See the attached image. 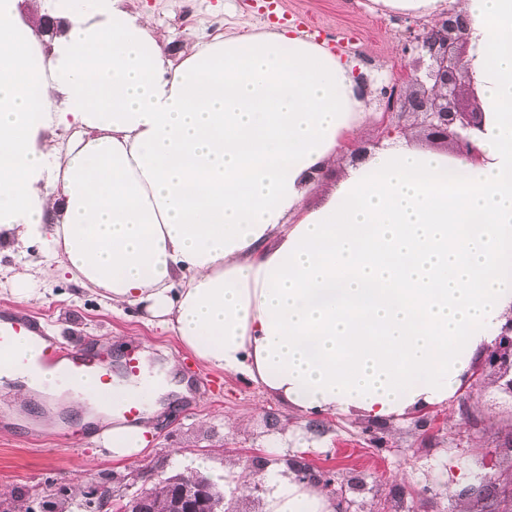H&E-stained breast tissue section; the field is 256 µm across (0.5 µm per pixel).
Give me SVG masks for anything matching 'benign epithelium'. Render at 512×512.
<instances>
[{"mask_svg": "<svg viewBox=\"0 0 512 512\" xmlns=\"http://www.w3.org/2000/svg\"><path fill=\"white\" fill-rule=\"evenodd\" d=\"M466 19L455 6L448 10L430 27L411 37L409 45L418 55L419 65L400 67L390 85L382 88L384 119L389 122L387 133H405L408 125L403 118L410 114L434 142L446 143L454 140L455 150L468 154L474 150L472 142L454 131L455 127L475 129L479 127L482 107L466 67L464 46ZM472 100V109L460 106V100ZM487 364L497 371V382L512 395V326L505 329L498 345L489 352ZM300 481L311 482L327 492L334 486V480L323 478L320 470L302 462L292 465ZM179 502L185 512H200L208 509L215 499L223 496L208 481L198 482L195 490L184 487L178 490Z\"/></svg>", "mask_w": 512, "mask_h": 512, "instance_id": "7a95c632", "label": "benign epithelium"}]
</instances>
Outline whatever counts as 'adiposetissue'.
Returning <instances> with one entry per match:
<instances>
[{
	"label": "adipose tissue",
	"instance_id": "ef3b65f1",
	"mask_svg": "<svg viewBox=\"0 0 512 512\" xmlns=\"http://www.w3.org/2000/svg\"><path fill=\"white\" fill-rule=\"evenodd\" d=\"M17 2L0 0V253L35 242L49 257L38 278L12 274L19 301L64 271L295 411L379 422L447 403L512 323V0H459L477 155L396 135L315 202L372 117L351 63L268 30L175 64L127 0H66L47 51ZM14 380L89 408L104 454L130 463L159 390L188 393L147 373L105 404L35 362ZM264 482L266 512H336L285 466Z\"/></svg>",
	"mask_w": 512,
	"mask_h": 512
}]
</instances>
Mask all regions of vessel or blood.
Segmentation results:
<instances>
[{"label": "vessel or blood", "instance_id": "b4317fda", "mask_svg": "<svg viewBox=\"0 0 512 512\" xmlns=\"http://www.w3.org/2000/svg\"><path fill=\"white\" fill-rule=\"evenodd\" d=\"M19 343L35 348L43 364L60 365L62 374L67 378L92 380L97 395L101 397L111 396L117 385L135 380L140 374L136 355L123 356L116 362L95 346L49 335L38 317L22 311L1 312L0 356L10 357L12 348Z\"/></svg>", "mask_w": 512, "mask_h": 512}]
</instances>
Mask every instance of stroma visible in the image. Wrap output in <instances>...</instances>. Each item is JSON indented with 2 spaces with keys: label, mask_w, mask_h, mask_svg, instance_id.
<instances>
[{
  "label": "stroma",
  "mask_w": 512,
  "mask_h": 512,
  "mask_svg": "<svg viewBox=\"0 0 512 512\" xmlns=\"http://www.w3.org/2000/svg\"><path fill=\"white\" fill-rule=\"evenodd\" d=\"M151 15L181 60L202 37L290 29L325 43L356 64L370 87L375 117L360 133L367 151L385 139L380 90L399 67L415 62L403 47L409 28L424 16L385 15L374 0H129ZM23 256H0V310H25L44 318L51 333L88 341L109 353L135 351L144 368L177 360L181 376L198 378L191 396L178 397L158 422L151 449L132 463L100 454V443L80 417L53 408L49 398L31 402L0 425V497L14 512H71L88 503L102 481L117 498L154 489L175 475L200 474L218 482L229 458L264 465L309 461L331 469L351 512H512V397L500 391L485 355H478L463 386L448 403L377 422L361 415H302L249 379L200 364L169 330L137 308L113 310L60 276L41 301L22 304L11 268ZM446 419V429L424 426L425 415ZM482 472L494 482L448 495L440 473L447 462ZM432 486L422 497L424 486Z\"/></svg>",
  "instance_id": "1"
}]
</instances>
